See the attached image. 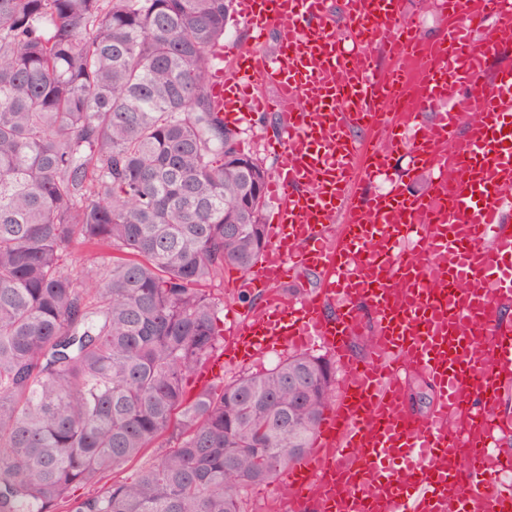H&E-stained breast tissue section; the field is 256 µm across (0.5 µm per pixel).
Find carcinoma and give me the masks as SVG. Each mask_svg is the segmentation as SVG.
Wrapping results in <instances>:
<instances>
[{"label":"carcinoma","instance_id":"1","mask_svg":"<svg viewBox=\"0 0 512 512\" xmlns=\"http://www.w3.org/2000/svg\"><path fill=\"white\" fill-rule=\"evenodd\" d=\"M232 4L0 0V512H245L314 448L324 358L191 393L209 285L268 244V171L209 88Z\"/></svg>","mask_w":512,"mask_h":512}]
</instances>
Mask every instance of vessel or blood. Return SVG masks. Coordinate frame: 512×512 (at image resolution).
I'll return each instance as SVG.
<instances>
[{
    "instance_id": "1",
    "label": "vessel or blood",
    "mask_w": 512,
    "mask_h": 512,
    "mask_svg": "<svg viewBox=\"0 0 512 512\" xmlns=\"http://www.w3.org/2000/svg\"><path fill=\"white\" fill-rule=\"evenodd\" d=\"M446 5L426 39L399 0H347L340 38L329 0H235L254 46L229 60L213 53L211 94L226 122L283 117L270 144L269 244L240 282L262 300L229 329L224 358L315 338L342 372L315 447L273 481L279 512H512L497 414L512 388V66L481 78L512 26V0ZM272 30L269 54L259 44ZM376 45L415 63V76L382 75ZM402 150L410 162L397 175ZM424 171L425 191L412 193ZM371 181L382 191L358 192ZM301 267L320 272L319 287L276 293ZM369 318L375 334L359 357L350 344ZM417 373L434 394L424 415L407 391Z\"/></svg>"
}]
</instances>
